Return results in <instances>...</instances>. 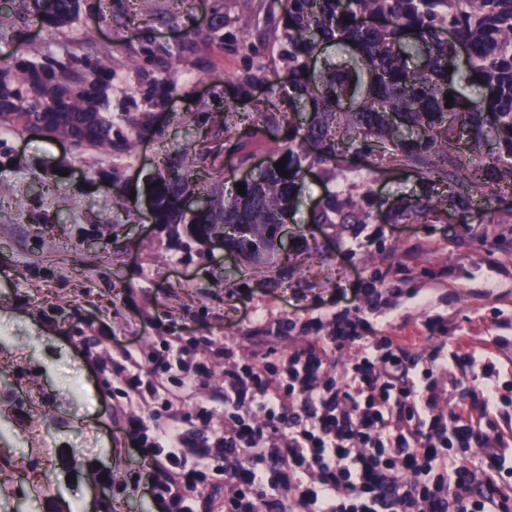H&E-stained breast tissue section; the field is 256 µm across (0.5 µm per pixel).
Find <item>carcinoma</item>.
I'll list each match as a JSON object with an SVG mask.
<instances>
[{
  "label": "carcinoma",
  "mask_w": 512,
  "mask_h": 512,
  "mask_svg": "<svg viewBox=\"0 0 512 512\" xmlns=\"http://www.w3.org/2000/svg\"><path fill=\"white\" fill-rule=\"evenodd\" d=\"M27 2L41 22L56 27L71 24L80 7V0ZM271 39L296 75L288 86L290 110L313 107L300 139L315 144L319 160H336L339 137L365 149L381 143L397 165L420 168L427 182L448 185V196L436 201L427 189L417 205H444L463 219L472 214L474 196H484L491 215L500 193L512 192V0H288ZM325 43L351 45L358 54L327 60L312 72L307 59ZM459 44L464 70L455 78L448 68L457 65ZM111 81L110 49L43 63L20 58L0 68V131L40 120L62 99L66 111L48 115L50 137L79 134L106 155L120 145L130 148L135 129L115 128ZM465 84L479 90L478 105ZM307 159L288 149L282 169L261 172L242 194L209 201L203 217L180 207L198 190L195 174L186 165H166L154 177L155 223L181 225L195 241L227 234V243L245 251L266 241L271 225L287 222ZM338 219L347 222L351 215L337 209L330 192L310 223ZM200 224L206 225L202 232Z\"/></svg>",
  "instance_id": "carcinoma-1"
}]
</instances>
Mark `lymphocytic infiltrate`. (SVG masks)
I'll list each match as a JSON object with an SVG mask.
<instances>
[{
  "mask_svg": "<svg viewBox=\"0 0 512 512\" xmlns=\"http://www.w3.org/2000/svg\"><path fill=\"white\" fill-rule=\"evenodd\" d=\"M348 350L354 359L339 364ZM447 361L437 351L420 357L409 337L371 335L362 318L295 350L279 382L268 378V354L257 355L224 372L222 430L189 441L173 424L151 440L148 492L161 512H198L170 474L186 465L222 512H512L496 476L503 438L492 362L468 353L478 389L448 421L433 412L435 373ZM460 448L481 454L463 465ZM407 471L414 480H403ZM283 481L292 497L271 498Z\"/></svg>",
  "mask_w": 512,
  "mask_h": 512,
  "instance_id": "1",
  "label": "lymphocytic infiltrate"
}]
</instances>
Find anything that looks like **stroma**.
Listing matches in <instances>:
<instances>
[{"instance_id":"stroma-1","label":"stroma","mask_w":512,"mask_h":512,"mask_svg":"<svg viewBox=\"0 0 512 512\" xmlns=\"http://www.w3.org/2000/svg\"><path fill=\"white\" fill-rule=\"evenodd\" d=\"M287 0H80L73 23L47 27L26 0H0V67L112 51V117H138L136 146L104 156L25 132L0 137V503L7 512H158L139 474L142 456L125 434L131 419L187 433L224 415L225 347L249 362L265 337L287 358L337 321L363 317L380 334L411 337L425 356L440 345L485 348L500 372L499 433L512 438V194L495 218L468 221L438 208L410 209L423 175L373 154L342 152L305 175L288 223V250L240 261L206 240L183 247L152 224L145 206L159 167L188 162L201 194L233 187L228 164L259 173L279 160L301 115L256 78L292 74L268 31ZM250 22L246 39L213 42ZM200 28L186 41L185 33ZM179 87L160 106V78ZM241 99L254 125L227 111ZM335 193L355 219L312 224L310 211ZM436 323L442 335H431ZM182 350L204 365L197 384L148 373L152 359ZM436 415L452 418L476 384L451 362L437 375ZM172 399L171 411L161 407ZM214 410L199 417L201 407ZM109 468L100 484L98 463Z\"/></svg>"}]
</instances>
